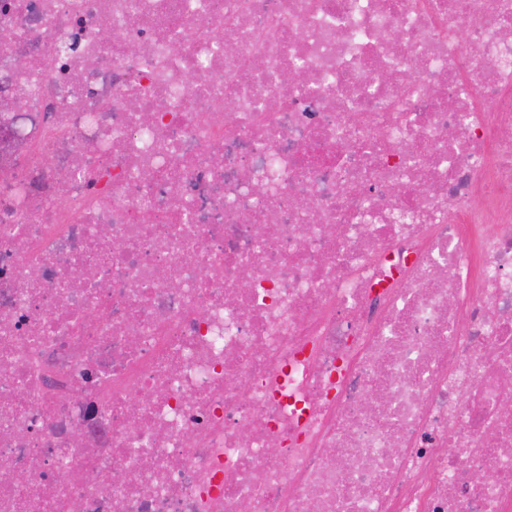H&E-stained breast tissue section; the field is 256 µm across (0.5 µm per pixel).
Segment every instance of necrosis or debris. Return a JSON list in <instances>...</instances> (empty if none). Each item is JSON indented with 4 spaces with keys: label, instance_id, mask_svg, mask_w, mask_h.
<instances>
[{
    "label": "necrosis or debris",
    "instance_id": "1",
    "mask_svg": "<svg viewBox=\"0 0 512 512\" xmlns=\"http://www.w3.org/2000/svg\"><path fill=\"white\" fill-rule=\"evenodd\" d=\"M0 512H512V0H0Z\"/></svg>",
    "mask_w": 512,
    "mask_h": 512
}]
</instances>
